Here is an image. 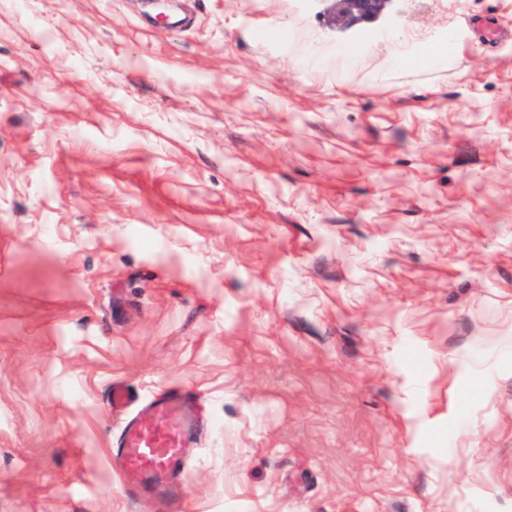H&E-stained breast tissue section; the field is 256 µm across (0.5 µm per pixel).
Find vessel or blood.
Instances as JSON below:
<instances>
[{"label": "vessel or blood", "instance_id": "b4317fda", "mask_svg": "<svg viewBox=\"0 0 512 512\" xmlns=\"http://www.w3.org/2000/svg\"><path fill=\"white\" fill-rule=\"evenodd\" d=\"M113 411L126 421L112 442L111 460L120 473L153 485L178 481L186 461V438L196 422V404L180 385L156 392L144 406H137L129 386L114 382L109 393Z\"/></svg>", "mask_w": 512, "mask_h": 512}]
</instances>
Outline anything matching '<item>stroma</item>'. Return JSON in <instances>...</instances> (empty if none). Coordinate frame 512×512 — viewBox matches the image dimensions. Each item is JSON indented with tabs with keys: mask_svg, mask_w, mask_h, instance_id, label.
I'll return each mask as SVG.
<instances>
[{
	"mask_svg": "<svg viewBox=\"0 0 512 512\" xmlns=\"http://www.w3.org/2000/svg\"><path fill=\"white\" fill-rule=\"evenodd\" d=\"M327 8L0 0V512H178L116 380L187 512H512V0ZM334 2L333 21L339 28L369 23L385 14L394 0H329ZM112 410L121 414L128 413L127 409L136 404V397L129 386L123 382H113L109 393ZM196 422V404L180 385L156 392L128 415L112 442L115 469L141 483L172 486L184 472L183 449Z\"/></svg>",
	"mask_w": 512,
	"mask_h": 512,
	"instance_id": "35a3bbf8",
	"label": "stroma"
}]
</instances>
